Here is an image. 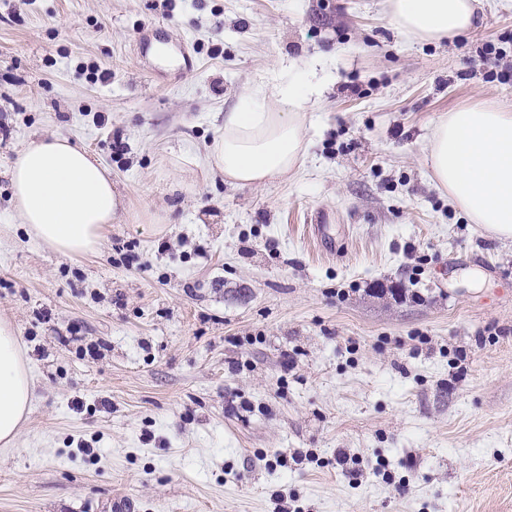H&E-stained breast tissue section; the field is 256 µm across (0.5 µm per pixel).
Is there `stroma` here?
<instances>
[{
    "mask_svg": "<svg viewBox=\"0 0 512 512\" xmlns=\"http://www.w3.org/2000/svg\"><path fill=\"white\" fill-rule=\"evenodd\" d=\"M478 2V34L417 42L385 0H0V315L35 385L0 512H275L278 490L301 512H512V240L429 164L440 116L512 108L475 61L492 41L512 64V0ZM146 27L166 52L142 62ZM297 69L302 164L261 186L206 167L225 112ZM52 136L123 197L94 253L16 218L8 167Z\"/></svg>",
    "mask_w": 512,
    "mask_h": 512,
    "instance_id": "35a3bbf8",
    "label": "stroma"
}]
</instances>
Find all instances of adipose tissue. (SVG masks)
Segmentation results:
<instances>
[{"mask_svg":"<svg viewBox=\"0 0 512 512\" xmlns=\"http://www.w3.org/2000/svg\"><path fill=\"white\" fill-rule=\"evenodd\" d=\"M408 38L433 42L476 28L474 0H387ZM314 89L302 75L260 79L224 115V129L205 157L226 181L261 185L293 171L308 147L307 103ZM437 184L470 223L512 238V109L490 103L441 116L429 144ZM16 212L28 233L56 252L83 255L99 247L119 220L120 195L103 164L68 138L31 144L11 167ZM32 382L13 324L0 318V444L17 438L31 409Z\"/></svg>","mask_w":512,"mask_h":512,"instance_id":"ef3b65f1","label":"adipose tissue"}]
</instances>
